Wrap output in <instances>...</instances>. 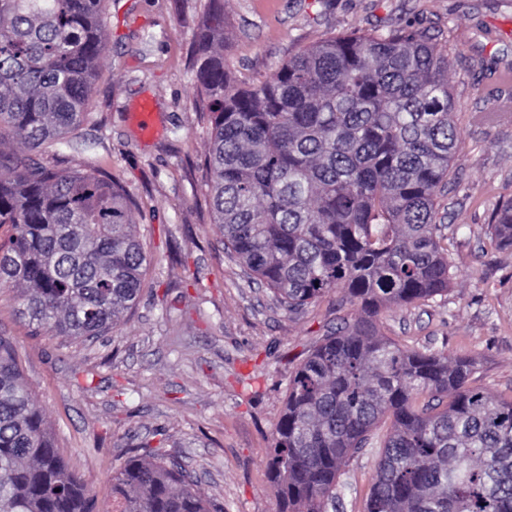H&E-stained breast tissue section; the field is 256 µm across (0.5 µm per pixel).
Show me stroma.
I'll use <instances>...</instances> for the list:
<instances>
[{
    "instance_id": "1",
    "label": "stroma",
    "mask_w": 512,
    "mask_h": 512,
    "mask_svg": "<svg viewBox=\"0 0 512 512\" xmlns=\"http://www.w3.org/2000/svg\"><path fill=\"white\" fill-rule=\"evenodd\" d=\"M205 0H109L107 43L93 103L78 133L102 176L119 183L150 261L136 307L81 342L19 323L0 289V336L10 337L58 448L98 505L133 448L178 460L224 512H279L266 459L288 378L316 341L350 313L335 288L288 313L250 284L226 250L206 182L208 119L196 109L191 51ZM226 57L239 82L263 79L329 37L405 29L447 49L459 149L455 181L436 201L453 279L443 295L394 305L378 320L404 348L473 358L474 387L512 397V248L492 216L512 197V121L480 123L489 71L512 70V0H224ZM151 106L152 135L136 113ZM379 460L355 454L336 512H364Z\"/></svg>"
}]
</instances>
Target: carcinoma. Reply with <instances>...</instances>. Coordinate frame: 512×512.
<instances>
[{"label":"carcinoma","mask_w":512,"mask_h":512,"mask_svg":"<svg viewBox=\"0 0 512 512\" xmlns=\"http://www.w3.org/2000/svg\"><path fill=\"white\" fill-rule=\"evenodd\" d=\"M107 0H0V288L16 316L94 339L139 299L147 258L123 189L94 165L37 159L90 116ZM448 52L406 31L330 37L256 83L224 55L207 0L193 55L210 121L214 223L250 279L294 312L340 288L356 306L291 373L266 467L279 512H327L351 455L390 430L365 512H512V398L474 388L475 362L403 348L377 319L448 291L435 200L457 149ZM491 232L512 248V199ZM108 512H211L176 461L134 454ZM0 512H96L0 336Z\"/></svg>","instance_id":"carcinoma-1"}]
</instances>
